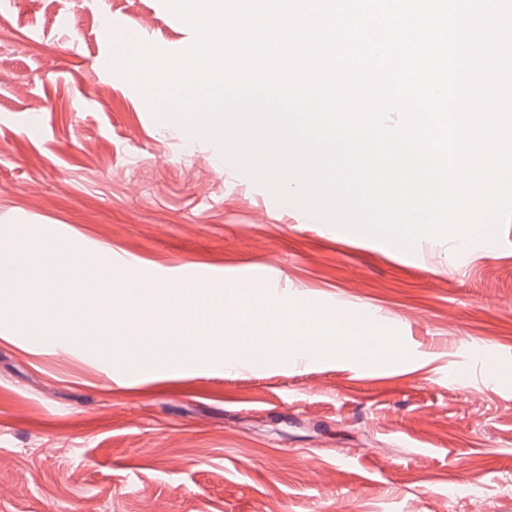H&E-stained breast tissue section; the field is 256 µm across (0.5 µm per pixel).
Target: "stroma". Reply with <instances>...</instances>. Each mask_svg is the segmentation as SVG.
I'll list each match as a JSON object with an SVG mask.
<instances>
[{"instance_id":"35a3bbf8","label":"stroma","mask_w":512,"mask_h":512,"mask_svg":"<svg viewBox=\"0 0 512 512\" xmlns=\"http://www.w3.org/2000/svg\"><path fill=\"white\" fill-rule=\"evenodd\" d=\"M194 40L165 0H0V252L41 225L84 260L107 249L143 288L206 284L356 316L409 357L227 370L206 359L124 380L84 349L26 338V289L0 288V512H512V380L478 385L470 353L512 373V218L496 235L382 241L263 207L207 143L161 123L109 44ZM257 268L281 271L275 286ZM462 379H453V372Z\"/></svg>"}]
</instances>
